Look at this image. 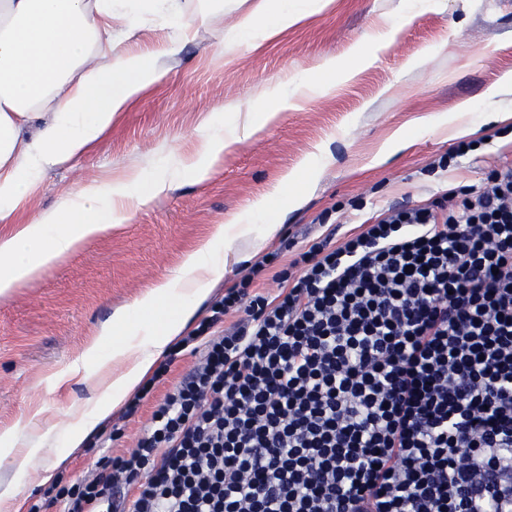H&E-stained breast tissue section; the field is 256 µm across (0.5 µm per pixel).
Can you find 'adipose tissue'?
<instances>
[{"mask_svg": "<svg viewBox=\"0 0 512 512\" xmlns=\"http://www.w3.org/2000/svg\"><path fill=\"white\" fill-rule=\"evenodd\" d=\"M331 2L279 0L266 12L245 17L241 29L271 39ZM221 6L222 0H191L185 9L178 0H0V224L18 227L0 237L1 297L123 223L130 205H147L164 188L157 182L144 191L142 174L129 171L93 180L52 209L25 212L46 172L88 153L118 115L165 76L149 55L116 53L115 27L130 38L145 24L158 26L166 32L161 49L171 53L188 38L191 21H205ZM207 127L191 165L199 180L237 141L225 135L223 117L211 118ZM232 243L224 225H217L210 239L185 255L173 277L116 312L66 371V378L82 377L95 394L90 412L67 425V449L80 447L149 382L199 302L223 278ZM169 303L175 310L160 326H144L147 312ZM116 335L126 342L114 351L120 359L115 370L102 359L100 347Z\"/></svg>", "mask_w": 512, "mask_h": 512, "instance_id": "ef3b65f1", "label": "adipose tissue"}]
</instances>
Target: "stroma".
I'll return each instance as SVG.
<instances>
[{
	"instance_id": "stroma-1",
	"label": "stroma",
	"mask_w": 512,
	"mask_h": 512,
	"mask_svg": "<svg viewBox=\"0 0 512 512\" xmlns=\"http://www.w3.org/2000/svg\"><path fill=\"white\" fill-rule=\"evenodd\" d=\"M262 3L224 0L223 11L160 58L165 78L88 155L47 172L29 195L26 206L36 213L108 173L138 170L147 180L166 181L148 205L130 208L124 224L0 297V434L36 413L40 421L22 434L21 445L61 438L63 427L88 411L93 392L81 378L63 388L58 378L116 310L170 277L214 225L276 224L280 236L302 239L318 235L324 220L351 233L388 208L416 205L458 185H483L493 159L512 162V125L488 124L484 104L487 89L512 73V0H421L416 8L411 0H333L271 40L239 29L241 18ZM378 43L376 59L357 65V52ZM327 60L352 66L353 76L321 73ZM283 86L297 91L292 108L262 132L242 136L246 120ZM465 100L482 144L438 169L440 157L459 143L446 119ZM219 111L225 130L240 133V141L206 180L187 171L168 176L173 161L195 160L204 122ZM397 128L412 134L411 145L373 165ZM307 168L313 174L298 205L271 200L266 213L253 212V203L285 175ZM271 250L257 247L253 236L236 238L224 276L194 322ZM197 360L187 351L168 354L166 380L137 416L114 412L64 463L46 450L40 464L74 481L98 457L134 447L155 401Z\"/></svg>"
}]
</instances>
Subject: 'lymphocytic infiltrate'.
I'll return each mask as SVG.
<instances>
[{
    "instance_id": "1",
    "label": "lymphocytic infiltrate",
    "mask_w": 512,
    "mask_h": 512,
    "mask_svg": "<svg viewBox=\"0 0 512 512\" xmlns=\"http://www.w3.org/2000/svg\"><path fill=\"white\" fill-rule=\"evenodd\" d=\"M335 236L228 288L134 448L28 512H512V163Z\"/></svg>"
}]
</instances>
